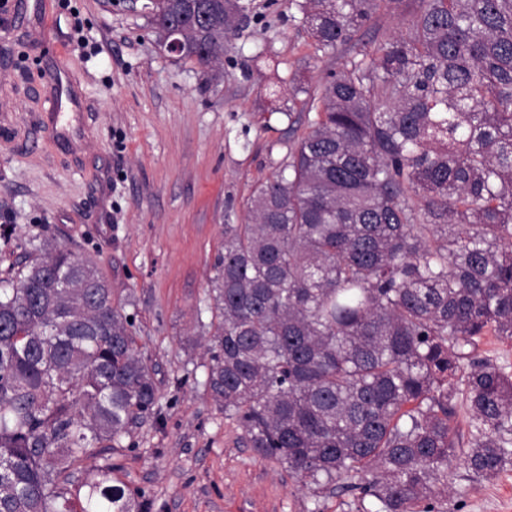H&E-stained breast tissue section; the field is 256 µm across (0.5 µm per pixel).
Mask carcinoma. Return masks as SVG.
Masks as SVG:
<instances>
[{
    "mask_svg": "<svg viewBox=\"0 0 512 512\" xmlns=\"http://www.w3.org/2000/svg\"><path fill=\"white\" fill-rule=\"evenodd\" d=\"M386 0H291L326 53ZM351 58L248 222L224 225L206 386L263 456L359 512H436L461 460L512 464V0H421ZM179 59L212 67L248 13L210 0ZM189 0H155L165 22ZM154 369L94 262L45 239L0 285V512H143L109 454L153 414ZM470 412L469 436L457 407ZM97 460L81 483L73 474ZM483 356H487L498 365L506 367V371H512V341L497 340L493 336H487L479 348Z\"/></svg>",
    "mask_w": 512,
    "mask_h": 512,
    "instance_id": "obj_1",
    "label": "carcinoma"
}]
</instances>
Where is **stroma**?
<instances>
[{"instance_id":"stroma-1","label":"stroma","mask_w":512,"mask_h":512,"mask_svg":"<svg viewBox=\"0 0 512 512\" xmlns=\"http://www.w3.org/2000/svg\"><path fill=\"white\" fill-rule=\"evenodd\" d=\"M151 0H22L0 39V279L48 238L91 258L134 320L158 401L113 457L147 512H356L351 493L314 494L261 457L205 385L209 298L224 227L245 221L309 116L287 92L408 35L417 0H391L357 43L317 50L288 0H249L213 71L156 42ZM67 69L64 86L52 77ZM278 83L277 99L266 87ZM74 106L68 128L48 114ZM438 512H512V465L457 469Z\"/></svg>"}]
</instances>
